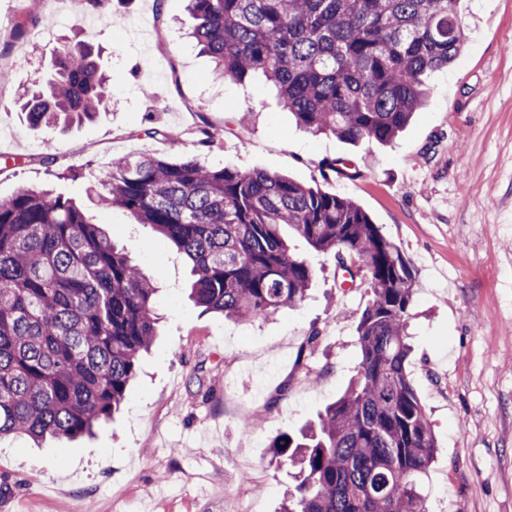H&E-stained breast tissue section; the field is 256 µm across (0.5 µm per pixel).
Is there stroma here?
<instances>
[{
	"label": "stroma",
	"instance_id": "35a3bbf8",
	"mask_svg": "<svg viewBox=\"0 0 512 512\" xmlns=\"http://www.w3.org/2000/svg\"><path fill=\"white\" fill-rule=\"evenodd\" d=\"M28 3L0 0V202L49 185L81 203L159 283L162 322L124 406L93 434L40 448L0 438V512H280L295 481L269 443L317 421L361 360L369 288L342 290L333 256L292 234L314 270L301 304L247 322L200 313L184 255L151 225L102 210L90 189L91 172L142 154L278 172L359 204L415 272L408 371L438 442L427 505L512 512V0H460L468 43L427 75L423 110L387 146L304 130L264 77L213 81L212 60L188 37L187 0H105L94 28L87 0H40L39 37L15 32ZM61 9L69 25L58 24ZM158 32L166 52L149 79L145 50ZM64 37L100 47L114 101L91 121L30 128L17 103ZM204 119L222 150L198 144ZM147 125L181 136H139ZM334 158L360 178L323 180L319 165Z\"/></svg>",
	"mask_w": 512,
	"mask_h": 512
}]
</instances>
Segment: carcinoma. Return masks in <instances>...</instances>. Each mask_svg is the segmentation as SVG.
<instances>
[{
	"label": "carcinoma",
	"instance_id": "1",
	"mask_svg": "<svg viewBox=\"0 0 512 512\" xmlns=\"http://www.w3.org/2000/svg\"><path fill=\"white\" fill-rule=\"evenodd\" d=\"M214 79L261 74L315 134L387 144L425 104L422 75L465 45L459 0H189ZM112 93L92 45L60 40L25 103L33 127L91 120ZM360 171L328 161L323 178ZM100 204L150 224L191 261L190 298L245 322L294 307L314 273L288 227L373 299L361 360L319 423L269 443L298 469L284 512H428L436 439L406 370L410 260L354 201L267 171L130 155L93 175ZM160 287L73 199L23 188L0 202V436L90 435L125 402L157 336Z\"/></svg>",
	"mask_w": 512,
	"mask_h": 512
}]
</instances>
